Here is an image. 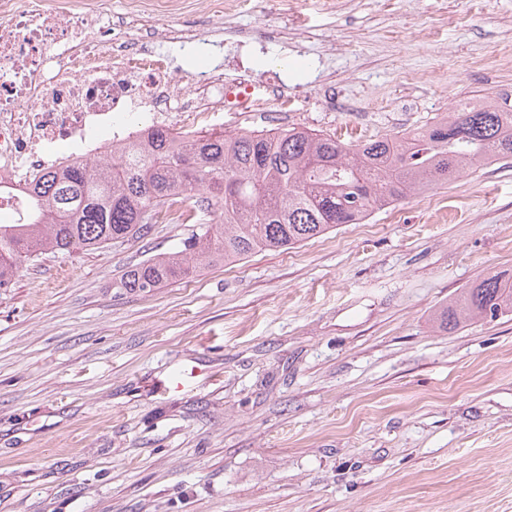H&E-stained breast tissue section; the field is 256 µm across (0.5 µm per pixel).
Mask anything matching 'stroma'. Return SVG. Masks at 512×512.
Returning a JSON list of instances; mask_svg holds the SVG:
<instances>
[{"instance_id":"35a3bbf8","label":"stroma","mask_w":512,"mask_h":512,"mask_svg":"<svg viewBox=\"0 0 512 512\" xmlns=\"http://www.w3.org/2000/svg\"><path fill=\"white\" fill-rule=\"evenodd\" d=\"M318 2L226 0L171 70L277 77L302 101L284 127L348 145L504 104L512 0ZM263 27L282 35L228 62ZM329 84L359 111H324ZM195 230L48 252L0 288V512H512V316L433 323L512 274V159L293 249L119 288ZM184 364L195 383L150 396Z\"/></svg>"}]
</instances>
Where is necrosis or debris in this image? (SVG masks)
Masks as SVG:
<instances>
[{
  "instance_id": "obj_1",
  "label": "necrosis or debris",
  "mask_w": 512,
  "mask_h": 512,
  "mask_svg": "<svg viewBox=\"0 0 512 512\" xmlns=\"http://www.w3.org/2000/svg\"><path fill=\"white\" fill-rule=\"evenodd\" d=\"M219 22L224 0H0V210L23 223L25 189L73 158H105L153 129L182 134L223 125L228 112H260L268 99L292 112L284 87L216 72L185 87L159 46L198 41L193 16ZM174 16L189 17L173 26Z\"/></svg>"
}]
</instances>
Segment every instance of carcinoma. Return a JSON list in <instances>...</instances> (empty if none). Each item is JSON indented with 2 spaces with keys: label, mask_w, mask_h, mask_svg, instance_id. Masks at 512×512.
Masks as SVG:
<instances>
[{
  "label": "carcinoma",
  "mask_w": 512,
  "mask_h": 512,
  "mask_svg": "<svg viewBox=\"0 0 512 512\" xmlns=\"http://www.w3.org/2000/svg\"><path fill=\"white\" fill-rule=\"evenodd\" d=\"M512 158V112L461 106L404 136L348 147L331 136L274 132L180 136L157 128L112 157L76 159L40 175L27 223L0 224V288L50 248L98 249L145 236L175 203L192 200L201 233L126 270L120 287L151 294L191 271L263 250H288L373 212L424 194L481 162ZM512 315V275L489 273L436 315L440 328Z\"/></svg>",
  "instance_id": "carcinoma-1"
}]
</instances>
